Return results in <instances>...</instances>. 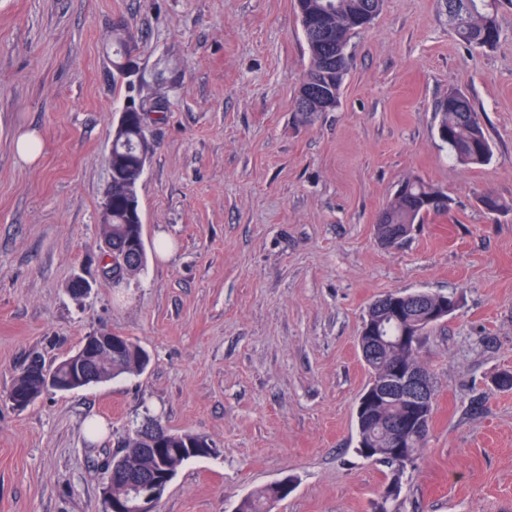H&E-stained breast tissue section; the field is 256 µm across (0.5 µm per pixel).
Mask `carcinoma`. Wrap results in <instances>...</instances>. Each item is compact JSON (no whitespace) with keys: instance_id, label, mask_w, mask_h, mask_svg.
Returning <instances> with one entry per match:
<instances>
[{"instance_id":"carcinoma-1","label":"carcinoma","mask_w":512,"mask_h":512,"mask_svg":"<svg viewBox=\"0 0 512 512\" xmlns=\"http://www.w3.org/2000/svg\"><path fill=\"white\" fill-rule=\"evenodd\" d=\"M296 3L311 56L305 79L314 81L318 89L326 91L335 109L339 105L342 84L350 68L338 71L336 64L329 63L336 55L334 37H341L343 45H348L353 34L372 24L383 0H296ZM486 3L487 0H448V19L455 34L474 49L490 48L500 36L497 11L488 9ZM320 16L325 17L323 29L317 32L308 30L306 24ZM437 110L440 114L438 129L448 132V140L443 145L448 148L451 157L466 166L487 164L492 156L490 140L466 93L461 90L449 93L448 98L439 103ZM140 132L137 121L130 120L127 142H119L112 147V218H103L102 235L112 237V247L115 249H122L133 240L143 239L137 191L139 178L133 166V142L135 135ZM442 198V192L424 180L418 177L406 179L378 216V237L384 238L406 225L421 224L431 214L448 211V204L442 202ZM482 205L489 215L512 211V205L502 202L490 192L482 195ZM404 327L405 323L391 318L379 323V335L386 337L388 345L376 360L365 361L370 381L383 379L400 361L409 360L420 365V348L409 349L397 344ZM148 361L145 350L127 338L125 352L112 359V364H101L94 378L83 383V386L139 373L146 368ZM47 391L43 382L26 369L16 378L10 395L20 398L28 406ZM355 426L357 437H365L374 445L366 459L388 465L392 471L391 482L401 484L405 468L423 455L425 445L416 442L410 444V459L403 461L393 456L391 449L382 447L379 432L367 431L358 421ZM154 445L156 440L153 436L145 433L141 427L136 428L122 440L121 447L125 448L123 466L129 471L175 474L185 462L193 459L190 450L210 447L208 440L202 436L171 430L163 441V450L157 453L150 451ZM285 497L287 493L276 482L240 500L236 512H269L270 502Z\"/></svg>"}]
</instances>
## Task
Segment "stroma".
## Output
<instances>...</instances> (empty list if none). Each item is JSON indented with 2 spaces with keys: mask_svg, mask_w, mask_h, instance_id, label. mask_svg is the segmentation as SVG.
<instances>
[{
  "mask_svg": "<svg viewBox=\"0 0 512 512\" xmlns=\"http://www.w3.org/2000/svg\"><path fill=\"white\" fill-rule=\"evenodd\" d=\"M498 22L497 44L471 50L446 0H384L350 41L339 106L304 119L295 0H0V512H99L103 461L149 418L218 450L179 468L158 512H233L286 476L273 512H373L391 474L355 451L358 337L395 289L461 298L422 339L435 413L400 512H512V390L495 386L512 372V211L478 202L512 203V0ZM119 26L131 93L165 110L147 120L138 185L145 267L116 285L99 256L130 93L112 83ZM457 89L489 137L485 165L457 164L436 136ZM27 128L43 140L33 164L14 151ZM410 176L449 210L388 248L375 224ZM97 332L137 340L148 367L9 402L32 360L52 367Z\"/></svg>",
  "mask_w": 512,
  "mask_h": 512,
  "instance_id": "1",
  "label": "stroma"
}]
</instances>
